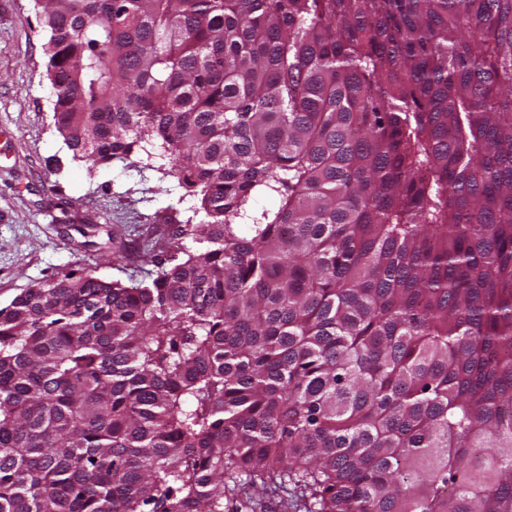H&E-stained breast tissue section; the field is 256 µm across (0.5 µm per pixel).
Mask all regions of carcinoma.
Wrapping results in <instances>:
<instances>
[{
  "label": "carcinoma",
  "instance_id": "cac0c4a2",
  "mask_svg": "<svg viewBox=\"0 0 512 512\" xmlns=\"http://www.w3.org/2000/svg\"><path fill=\"white\" fill-rule=\"evenodd\" d=\"M34 8L72 159L196 203L0 307V512H512V0Z\"/></svg>",
  "mask_w": 512,
  "mask_h": 512
}]
</instances>
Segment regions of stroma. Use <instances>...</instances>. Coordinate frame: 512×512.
<instances>
[{
    "label": "stroma",
    "mask_w": 512,
    "mask_h": 512,
    "mask_svg": "<svg viewBox=\"0 0 512 512\" xmlns=\"http://www.w3.org/2000/svg\"><path fill=\"white\" fill-rule=\"evenodd\" d=\"M44 32L33 0H0V305L38 281L76 267L104 277L117 269L85 246L79 224L127 247V265L142 244L163 250L162 215L186 219L188 201L157 171L122 162L87 172L55 131Z\"/></svg>",
    "instance_id": "35a3bbf8"
}]
</instances>
